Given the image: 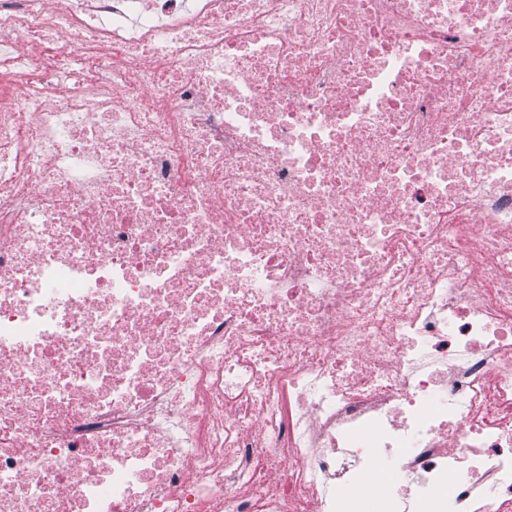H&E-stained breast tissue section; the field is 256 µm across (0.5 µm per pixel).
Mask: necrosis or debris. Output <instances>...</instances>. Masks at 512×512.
<instances>
[{
	"instance_id": "1",
	"label": "necrosis or debris",
	"mask_w": 512,
	"mask_h": 512,
	"mask_svg": "<svg viewBox=\"0 0 512 512\" xmlns=\"http://www.w3.org/2000/svg\"><path fill=\"white\" fill-rule=\"evenodd\" d=\"M512 512V0H0V512Z\"/></svg>"
}]
</instances>
